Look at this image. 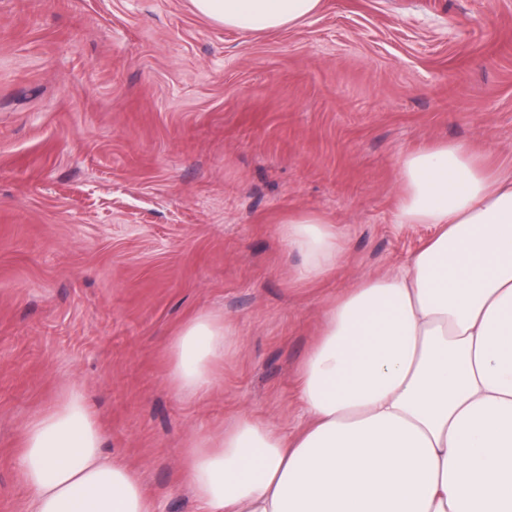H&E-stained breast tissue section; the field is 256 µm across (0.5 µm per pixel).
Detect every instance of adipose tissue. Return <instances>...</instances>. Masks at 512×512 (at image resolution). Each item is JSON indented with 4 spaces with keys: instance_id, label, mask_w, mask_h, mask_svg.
Instances as JSON below:
<instances>
[{
    "instance_id": "obj_1",
    "label": "adipose tissue",
    "mask_w": 512,
    "mask_h": 512,
    "mask_svg": "<svg viewBox=\"0 0 512 512\" xmlns=\"http://www.w3.org/2000/svg\"><path fill=\"white\" fill-rule=\"evenodd\" d=\"M246 35L313 16L322 0H190ZM397 221L430 238L397 270L364 277L324 312L299 374L307 426L240 416L190 439L181 463L198 512H512V169L448 142L400 161ZM299 281L335 269V224L303 211L278 226ZM237 330L201 311L171 340L168 381L206 393ZM82 392L23 432L26 512H156L139 471L102 450Z\"/></svg>"
}]
</instances>
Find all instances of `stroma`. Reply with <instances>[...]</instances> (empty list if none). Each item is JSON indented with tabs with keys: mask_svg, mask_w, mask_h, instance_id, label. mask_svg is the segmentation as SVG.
<instances>
[{
	"mask_svg": "<svg viewBox=\"0 0 512 512\" xmlns=\"http://www.w3.org/2000/svg\"><path fill=\"white\" fill-rule=\"evenodd\" d=\"M439 142L512 168V0H322L259 36L189 0H0V512L29 495L25 426L74 387L162 512H196L191 436L302 427L328 302L432 234L396 221L399 161ZM302 211L345 236L314 283L277 233ZM202 310L237 344L184 400L166 348Z\"/></svg>",
	"mask_w": 512,
	"mask_h": 512,
	"instance_id": "35a3bbf8",
	"label": "stroma"
}]
</instances>
